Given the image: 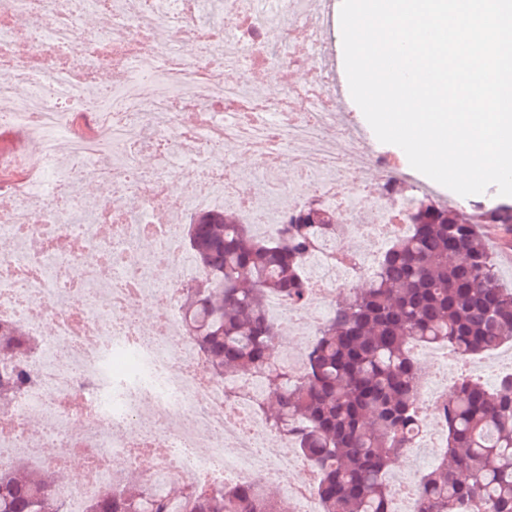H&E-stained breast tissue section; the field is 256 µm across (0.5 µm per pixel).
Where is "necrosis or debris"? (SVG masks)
I'll use <instances>...</instances> for the list:
<instances>
[{
  "label": "necrosis or debris",
  "instance_id": "4bbe7bcc",
  "mask_svg": "<svg viewBox=\"0 0 512 512\" xmlns=\"http://www.w3.org/2000/svg\"><path fill=\"white\" fill-rule=\"evenodd\" d=\"M302 8L303 0H0V127L37 138L22 175L0 183V318L40 345L25 361L30 387L0 410V467L61 470L80 455L78 478L54 489L66 512H86L146 456L153 473L185 485L276 484L289 512H323L316 468L253 404L259 383L228 399L178 313L182 284L199 274L182 245L183 216L230 206L273 233L282 164L296 172L287 190L295 205L315 195L345 214L361 246L346 263L337 240L306 255L307 302L270 298L278 325L313 335L333 311L335 288L370 278L411 228L424 183L404 196L366 183L369 161L388 179L402 174L337 122L326 69L303 85L291 79L300 60L285 42L321 44L330 32L302 28ZM188 38L192 59L181 50ZM260 70L280 82L277 98L253 91ZM145 135L152 167L132 152ZM228 142L256 160L233 187L224 181ZM101 181L111 201L91 193ZM164 196L170 203L155 214ZM142 304L154 308L151 326L138 319ZM447 398L422 378L408 458L422 454ZM31 410L39 429L27 427Z\"/></svg>",
  "mask_w": 512,
  "mask_h": 512
}]
</instances>
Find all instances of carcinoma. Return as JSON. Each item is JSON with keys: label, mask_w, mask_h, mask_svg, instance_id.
<instances>
[{"label": "carcinoma", "mask_w": 512, "mask_h": 512, "mask_svg": "<svg viewBox=\"0 0 512 512\" xmlns=\"http://www.w3.org/2000/svg\"><path fill=\"white\" fill-rule=\"evenodd\" d=\"M336 212L309 202L259 237L228 208L185 216L183 239L202 275L182 287L181 323L205 367L224 379L262 381L259 407L275 406L273 432L317 469L324 512H385L390 459L418 431L420 367L413 345L446 343L467 360L512 344V289L500 285L481 225L512 235V203L471 214L428 195L416 200L410 231L394 239L365 288L323 322L293 370L271 352L267 316L279 294L308 297L304 258L317 241L346 233ZM35 341L0 321V407L30 383L23 356ZM442 461L421 479L422 512H512V374L488 388L462 377L442 409ZM54 473L0 468V512H64ZM87 512H282L258 484L219 488L131 478Z\"/></svg>", "instance_id": "obj_1"}]
</instances>
